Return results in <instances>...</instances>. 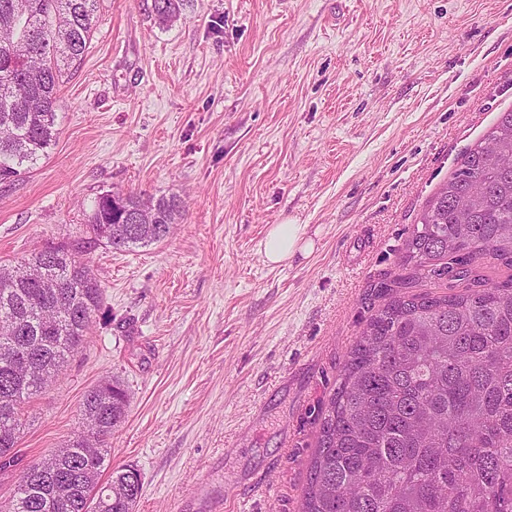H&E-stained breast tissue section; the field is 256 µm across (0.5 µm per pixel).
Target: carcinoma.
Instances as JSON below:
<instances>
[{
    "instance_id": "carcinoma-1",
    "label": "carcinoma",
    "mask_w": 512,
    "mask_h": 512,
    "mask_svg": "<svg viewBox=\"0 0 512 512\" xmlns=\"http://www.w3.org/2000/svg\"><path fill=\"white\" fill-rule=\"evenodd\" d=\"M184 0H153L162 23ZM98 0H0V184L29 172L54 144L60 86L81 60ZM144 211L152 221L112 225ZM184 206L175 196L108 192L85 241L52 243L0 268V471L14 452L24 406L84 345L103 291L76 253L101 243L128 250L162 242ZM407 270L377 284L389 301L345 355L320 409L302 512H512V110L426 201L405 242ZM421 292L410 293L408 289ZM129 400L104 379L84 394L83 428L62 449L67 499L29 462L9 512H134L141 482L110 466L108 440Z\"/></svg>"
}]
</instances>
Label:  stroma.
<instances>
[{"mask_svg":"<svg viewBox=\"0 0 512 512\" xmlns=\"http://www.w3.org/2000/svg\"><path fill=\"white\" fill-rule=\"evenodd\" d=\"M46 158L0 187V265L85 235L107 191L175 195L165 241L80 253L104 290L20 465L82 425L85 392L130 405L113 467L134 512H300L319 406L383 300L426 200L512 110V0H100L59 91ZM310 255L268 263L274 224Z\"/></svg>","mask_w":512,"mask_h":512,"instance_id":"35a3bbf8","label":"stroma"}]
</instances>
